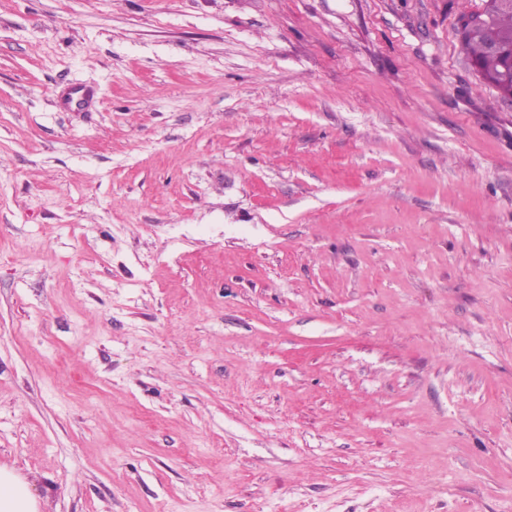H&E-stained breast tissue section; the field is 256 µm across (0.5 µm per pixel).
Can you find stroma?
<instances>
[{
    "label": "stroma",
    "instance_id": "obj_1",
    "mask_svg": "<svg viewBox=\"0 0 512 512\" xmlns=\"http://www.w3.org/2000/svg\"><path fill=\"white\" fill-rule=\"evenodd\" d=\"M481 5L0 0V466L41 512H512Z\"/></svg>",
    "mask_w": 512,
    "mask_h": 512
}]
</instances>
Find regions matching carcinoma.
I'll list each match as a JSON object with an SVG mask.
<instances>
[{
	"mask_svg": "<svg viewBox=\"0 0 512 512\" xmlns=\"http://www.w3.org/2000/svg\"><path fill=\"white\" fill-rule=\"evenodd\" d=\"M467 57L476 72L505 99H512V0H484L460 18Z\"/></svg>",
	"mask_w": 512,
	"mask_h": 512,
	"instance_id": "obj_1",
	"label": "carcinoma"
}]
</instances>
